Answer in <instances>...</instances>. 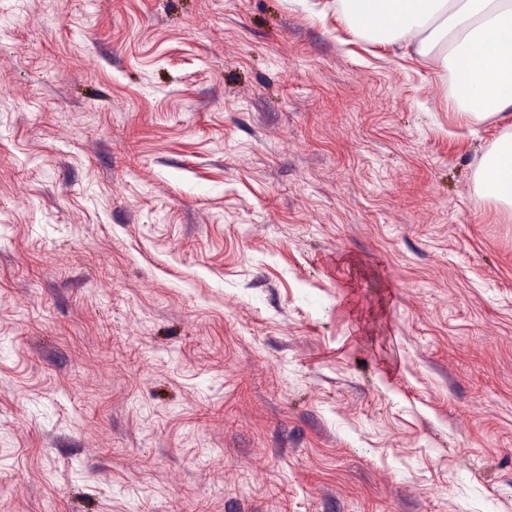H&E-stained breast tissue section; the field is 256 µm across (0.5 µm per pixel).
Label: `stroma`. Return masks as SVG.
I'll list each match as a JSON object with an SVG mask.
<instances>
[{
	"instance_id": "1",
	"label": "stroma",
	"mask_w": 512,
	"mask_h": 512,
	"mask_svg": "<svg viewBox=\"0 0 512 512\" xmlns=\"http://www.w3.org/2000/svg\"><path fill=\"white\" fill-rule=\"evenodd\" d=\"M502 131L338 0H0V512H512Z\"/></svg>"
}]
</instances>
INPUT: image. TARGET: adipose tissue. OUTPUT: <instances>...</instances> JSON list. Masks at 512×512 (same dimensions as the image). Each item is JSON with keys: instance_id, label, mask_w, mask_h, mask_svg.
<instances>
[{"instance_id": "obj_1", "label": "adipose tissue", "mask_w": 512, "mask_h": 512, "mask_svg": "<svg viewBox=\"0 0 512 512\" xmlns=\"http://www.w3.org/2000/svg\"><path fill=\"white\" fill-rule=\"evenodd\" d=\"M351 30L433 57L448 106L470 124L506 127L475 173L482 198L512 210V0H340Z\"/></svg>"}]
</instances>
